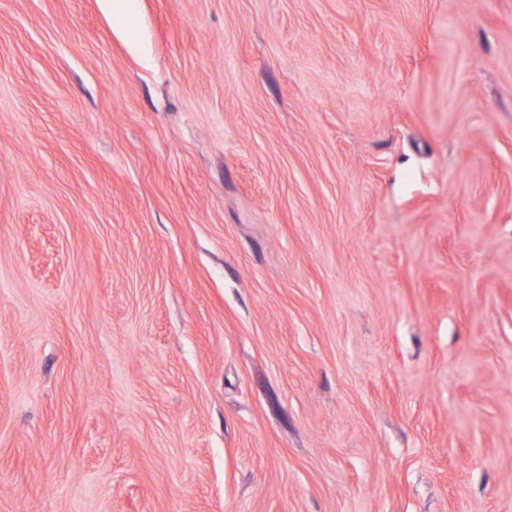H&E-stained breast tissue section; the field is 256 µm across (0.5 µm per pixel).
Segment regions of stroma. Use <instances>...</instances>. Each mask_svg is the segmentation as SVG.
<instances>
[{"label":"stroma","mask_w":512,"mask_h":512,"mask_svg":"<svg viewBox=\"0 0 512 512\" xmlns=\"http://www.w3.org/2000/svg\"><path fill=\"white\" fill-rule=\"evenodd\" d=\"M0 0V512H512V0Z\"/></svg>","instance_id":"1"}]
</instances>
